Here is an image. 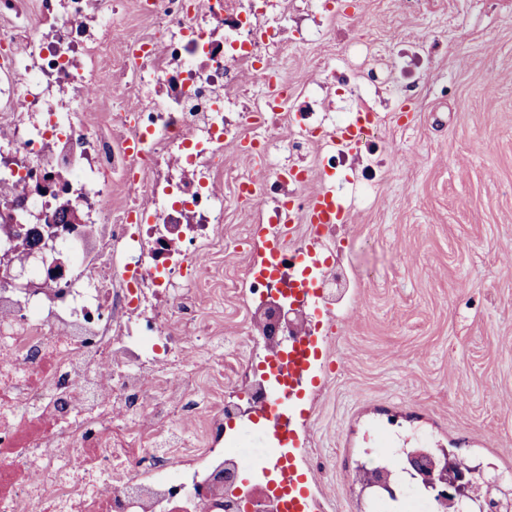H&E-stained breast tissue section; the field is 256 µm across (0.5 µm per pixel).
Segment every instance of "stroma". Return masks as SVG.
Wrapping results in <instances>:
<instances>
[{
  "instance_id": "1",
  "label": "stroma",
  "mask_w": 512,
  "mask_h": 512,
  "mask_svg": "<svg viewBox=\"0 0 512 512\" xmlns=\"http://www.w3.org/2000/svg\"><path fill=\"white\" fill-rule=\"evenodd\" d=\"M320 29L319 37L301 32ZM155 29L141 0H118L112 52L99 61L112 93L82 113L111 131L119 106L139 102L122 46ZM282 43L269 52L288 84L272 125L276 166L306 168V194L329 184L347 223L336 241L355 271L327 325L316 383L296 402L294 451L320 512H368L362 469L390 463L374 441L392 419L395 448H444L512 479V0H296ZM426 70L403 77V53ZM343 69L350 84L330 80ZM366 101L382 130L376 154H352L321 179L324 147L289 151L290 122L304 102L323 119ZM382 176L369 198L362 169ZM263 182L251 157L229 148L215 178L224 200V243L211 253L192 327L224 339L225 371L257 320L225 291L260 254L258 213L237 200L240 177Z\"/></svg>"
}]
</instances>
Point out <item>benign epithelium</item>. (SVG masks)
<instances>
[{"label": "benign epithelium", "instance_id": "benign-epithelium-1", "mask_svg": "<svg viewBox=\"0 0 512 512\" xmlns=\"http://www.w3.org/2000/svg\"><path fill=\"white\" fill-rule=\"evenodd\" d=\"M53 190V185L45 181H35L29 184L26 193L10 204L0 208V226L7 228L13 234L28 233L36 230L41 235L42 250L38 253L27 251L25 253L6 250L0 253V284L11 288H22L32 291L39 284L26 280L25 271L28 264L39 257L43 260L52 255L54 259L50 264V271L57 278H63L69 272L67 263L62 254L57 252L56 242L66 233L80 232L77 220L75 224L45 225L40 214L28 209V200L34 195H42ZM408 464L413 468L416 477L422 485L434 493L435 498L446 508L455 505L462 494L470 488L466 481L465 471L457 468L449 459L436 460L426 457L420 451L409 456ZM370 486L382 489L390 494L395 493L391 487L390 474L385 469L372 470L367 473Z\"/></svg>", "mask_w": 512, "mask_h": 512}]
</instances>
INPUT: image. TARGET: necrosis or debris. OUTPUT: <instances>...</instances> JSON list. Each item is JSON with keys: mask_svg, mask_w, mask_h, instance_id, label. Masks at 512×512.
Returning <instances> with one entry per match:
<instances>
[{"mask_svg": "<svg viewBox=\"0 0 512 512\" xmlns=\"http://www.w3.org/2000/svg\"><path fill=\"white\" fill-rule=\"evenodd\" d=\"M266 3L152 0L151 49L133 63L159 98L121 108L117 139L80 119L92 109L88 87L111 83L98 59L112 48V0H42L36 20L25 0H0L11 16L0 46L23 48L0 61V182L23 189L67 169L82 190L77 205L99 227L93 250L77 235L59 244L75 275L50 288L37 263L28 277L40 290L0 287V512H238L224 495L226 463L263 470L282 457L287 431L264 452L244 453L224 430L234 400L192 397L197 372L222 370L224 351L194 357L187 317L208 250L224 240L214 175L238 141L224 120V91L245 76L266 83L275 35L254 23ZM129 138L142 141L146 169L127 156ZM116 179L151 207L112 210ZM259 200L273 205L259 220L266 236L283 240L284 257L305 253L307 234L275 221L287 210L302 222V183L269 170ZM129 270L136 281L125 279ZM349 276L341 253L309 278L294 265L243 271L239 293L271 324L245 340L233 370L252 414L283 420L294 403L288 377L303 334L287 333L280 317L303 307L300 285L329 306L333 286ZM272 338L282 348L255 370L258 348Z\"/></svg>", "mask_w": 512, "mask_h": 512, "instance_id": "obj_1", "label": "necrosis or debris"}]
</instances>
